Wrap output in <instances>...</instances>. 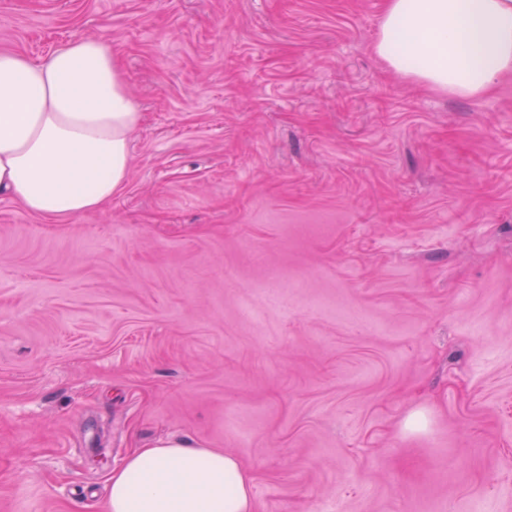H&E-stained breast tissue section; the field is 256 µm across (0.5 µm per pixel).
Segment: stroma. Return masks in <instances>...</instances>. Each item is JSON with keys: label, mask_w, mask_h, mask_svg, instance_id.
Wrapping results in <instances>:
<instances>
[{"label": "stroma", "mask_w": 512, "mask_h": 512, "mask_svg": "<svg viewBox=\"0 0 512 512\" xmlns=\"http://www.w3.org/2000/svg\"><path fill=\"white\" fill-rule=\"evenodd\" d=\"M385 0H0V52L106 38L125 185L0 197V512H104L136 448L251 471L256 512H512V75L452 98Z\"/></svg>", "instance_id": "stroma-1"}]
</instances>
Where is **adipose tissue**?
<instances>
[{"label": "adipose tissue", "instance_id": "adipose-tissue-1", "mask_svg": "<svg viewBox=\"0 0 512 512\" xmlns=\"http://www.w3.org/2000/svg\"><path fill=\"white\" fill-rule=\"evenodd\" d=\"M377 56L456 98L512 74V0H386ZM141 121L111 44L75 37L40 61L0 53V196L73 218L111 200ZM253 477L231 453L168 439L134 449L109 479L105 512H255Z\"/></svg>", "mask_w": 512, "mask_h": 512}]
</instances>
